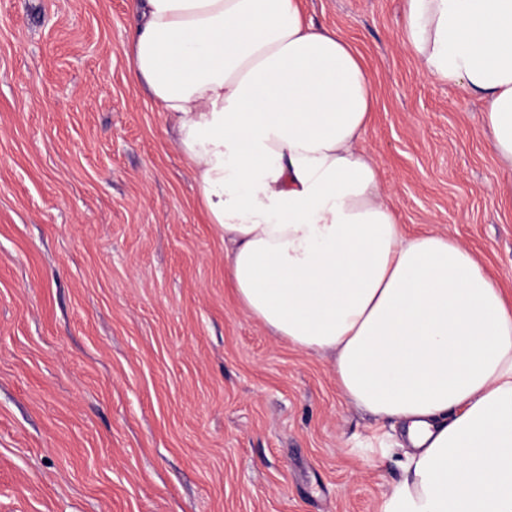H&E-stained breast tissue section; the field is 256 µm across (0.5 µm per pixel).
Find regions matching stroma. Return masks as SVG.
I'll return each mask as SVG.
<instances>
[{
  "label": "stroma",
  "mask_w": 512,
  "mask_h": 512,
  "mask_svg": "<svg viewBox=\"0 0 512 512\" xmlns=\"http://www.w3.org/2000/svg\"><path fill=\"white\" fill-rule=\"evenodd\" d=\"M361 54V147L410 234L512 296V170L424 72L404 0H302ZM132 0H0V512H381L396 433L331 356L238 301L176 131L133 78Z\"/></svg>",
  "instance_id": "stroma-1"
}]
</instances>
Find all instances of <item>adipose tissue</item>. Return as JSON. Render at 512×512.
Returning a JSON list of instances; mask_svg holds the SVG:
<instances>
[{"label": "adipose tissue", "instance_id": "ef3b65f1", "mask_svg": "<svg viewBox=\"0 0 512 512\" xmlns=\"http://www.w3.org/2000/svg\"><path fill=\"white\" fill-rule=\"evenodd\" d=\"M127 56L179 133L244 308L331 354L410 450L381 512H512V299L458 241L408 235L360 147V54L300 0H136ZM426 73L483 100L512 169V0H405Z\"/></svg>", "mask_w": 512, "mask_h": 512}]
</instances>
